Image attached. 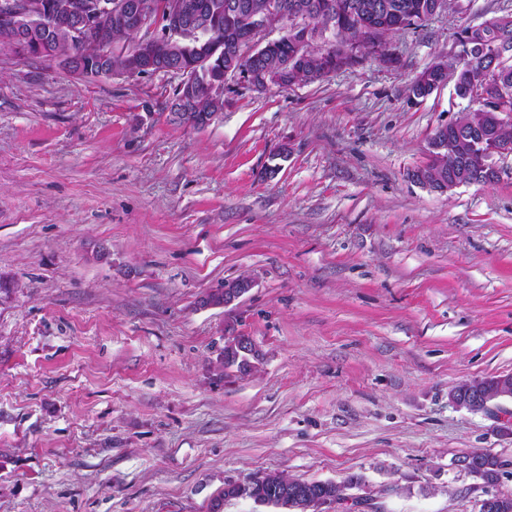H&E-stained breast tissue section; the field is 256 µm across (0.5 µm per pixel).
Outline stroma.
<instances>
[{
    "mask_svg": "<svg viewBox=\"0 0 512 512\" xmlns=\"http://www.w3.org/2000/svg\"><path fill=\"white\" fill-rule=\"evenodd\" d=\"M459 0L389 37L400 58L256 91L173 121L178 75L81 77L0 46V512H273L226 485L362 476L377 512H479L463 453L506 461L512 401L456 408L512 373V160L441 194L413 182L465 107L410 97ZM238 279L234 304L201 299ZM250 337V368H218ZM479 379L480 383H468L454 390L449 401L460 409L470 412H488L501 399H512V374ZM497 380V384L495 386ZM485 387H484V386ZM486 388V389H485ZM490 393L488 391H493ZM488 390V391H487Z\"/></svg>",
    "mask_w": 512,
    "mask_h": 512,
    "instance_id": "35a3bbf8",
    "label": "stroma"
}]
</instances>
